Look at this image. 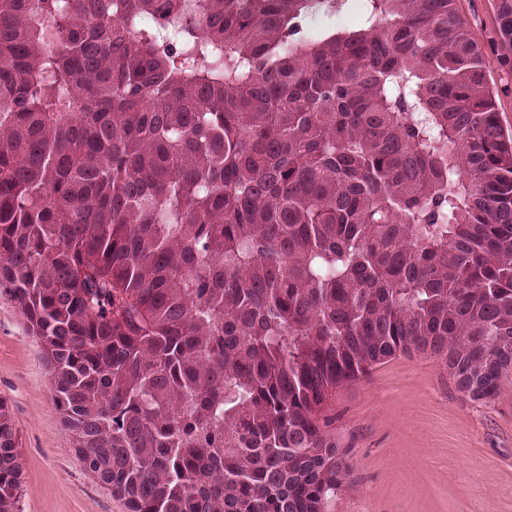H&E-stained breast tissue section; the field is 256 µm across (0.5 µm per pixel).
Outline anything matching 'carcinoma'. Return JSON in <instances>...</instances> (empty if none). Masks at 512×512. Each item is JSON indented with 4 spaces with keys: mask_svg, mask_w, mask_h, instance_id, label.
Listing matches in <instances>:
<instances>
[{
    "mask_svg": "<svg viewBox=\"0 0 512 512\" xmlns=\"http://www.w3.org/2000/svg\"><path fill=\"white\" fill-rule=\"evenodd\" d=\"M349 2L0 0V296L126 512H322L340 385L411 352L473 401L512 374L482 47L456 0ZM20 459L0 400V512Z\"/></svg>",
    "mask_w": 512,
    "mask_h": 512,
    "instance_id": "1",
    "label": "carcinoma"
}]
</instances>
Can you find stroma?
<instances>
[{
    "instance_id": "obj_1",
    "label": "stroma",
    "mask_w": 512,
    "mask_h": 512,
    "mask_svg": "<svg viewBox=\"0 0 512 512\" xmlns=\"http://www.w3.org/2000/svg\"><path fill=\"white\" fill-rule=\"evenodd\" d=\"M498 0H457L483 49L499 123L512 135V60L495 43ZM0 399L22 475L17 512H126L78 463L52 397L39 342L0 296ZM349 476L324 512H512V376L475 403L440 359L397 355L337 388L324 412Z\"/></svg>"
}]
</instances>
